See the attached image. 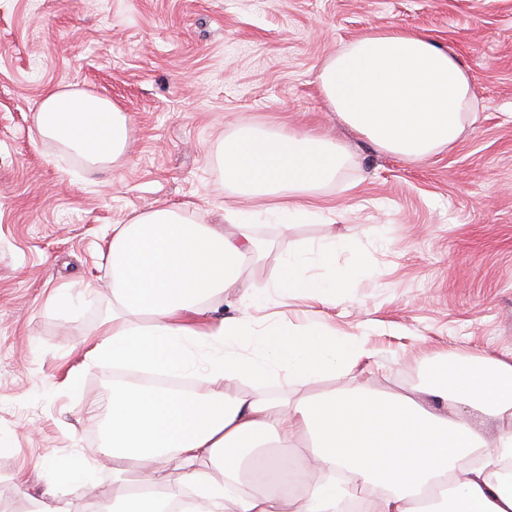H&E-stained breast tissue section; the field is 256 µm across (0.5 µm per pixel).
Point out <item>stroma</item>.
Wrapping results in <instances>:
<instances>
[{"mask_svg": "<svg viewBox=\"0 0 512 512\" xmlns=\"http://www.w3.org/2000/svg\"><path fill=\"white\" fill-rule=\"evenodd\" d=\"M394 26L452 48L475 96L474 121L422 162L350 130L316 80L337 50ZM51 87L128 115L127 152L108 171L39 135ZM246 127L350 153L289 237L260 228L274 245L243 272L271 281L290 242L331 232L374 268L335 306L283 307L292 325L321 321L365 349L307 394H409L440 354L512 358V0H0V512H35L55 462L72 457L96 477L75 512L111 499L86 406L108 393L112 366L72 370L112 300V227L156 208L220 224L251 207L220 155Z\"/></svg>", "mask_w": 512, "mask_h": 512, "instance_id": "stroma-1", "label": "stroma"}]
</instances>
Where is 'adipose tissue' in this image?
<instances>
[{
    "mask_svg": "<svg viewBox=\"0 0 512 512\" xmlns=\"http://www.w3.org/2000/svg\"><path fill=\"white\" fill-rule=\"evenodd\" d=\"M316 80L330 107L378 148L423 160L453 144L473 110L466 70L453 50L402 30L360 37L330 57ZM35 125L44 137L94 164L122 157L126 114L108 98L54 88ZM345 156L336 142L305 134L225 139L224 177L242 193L287 194L272 209L280 235L310 215L308 191L335 178ZM233 233L176 209H155L113 228L108 246L112 304L94 327L83 367L101 361L204 383L174 391L119 382L104 400L102 453L112 460L111 500L91 512H344L346 501L382 489L380 512H512V484L498 471L512 460V361L456 362L451 383L418 396L359 387L315 397H272L261 386L294 389L356 364L360 342L323 323L274 320L251 329L242 317L207 320L205 300L235 294L243 307L271 295L324 306L372 275L361 259L340 266L351 248L343 235L310 239L290 250L272 283L243 278L260 239L247 211ZM493 421L495 440L480 425ZM480 455L479 466L460 460ZM220 465L215 481L202 464ZM183 472L167 482V466ZM305 480L290 493L297 474Z\"/></svg>",
    "mask_w": 512,
    "mask_h": 512,
    "instance_id": "ef3b65f1",
    "label": "adipose tissue"
}]
</instances>
